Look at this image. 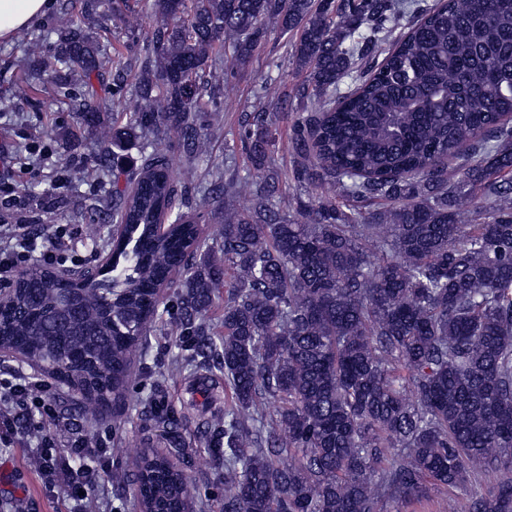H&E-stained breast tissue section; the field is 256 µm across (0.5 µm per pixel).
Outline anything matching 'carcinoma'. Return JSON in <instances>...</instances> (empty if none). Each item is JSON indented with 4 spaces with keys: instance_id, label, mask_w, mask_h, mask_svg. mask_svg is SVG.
<instances>
[{
    "instance_id": "carcinoma-1",
    "label": "carcinoma",
    "mask_w": 512,
    "mask_h": 512,
    "mask_svg": "<svg viewBox=\"0 0 512 512\" xmlns=\"http://www.w3.org/2000/svg\"><path fill=\"white\" fill-rule=\"evenodd\" d=\"M148 2L138 69L100 42L117 0H83L34 61L112 148L91 175L127 179L112 195L110 270H22L0 307V350L81 388L86 416L124 394L131 355L167 313L186 360L217 362L231 392L203 430L224 469L219 512H383L511 468L512 0ZM296 27L313 103L292 137L305 195L284 193L256 109L241 113L238 140L262 176L212 165L202 186L213 67L231 56L227 80L270 33ZM105 69L114 101L135 76L138 111L105 120L93 83ZM155 133L175 137L183 173L164 155H124ZM207 207L224 223L211 240ZM134 483L139 512H195L192 478L166 456L143 457ZM447 512H512V482L465 506L450 496Z\"/></svg>"
}]
</instances>
